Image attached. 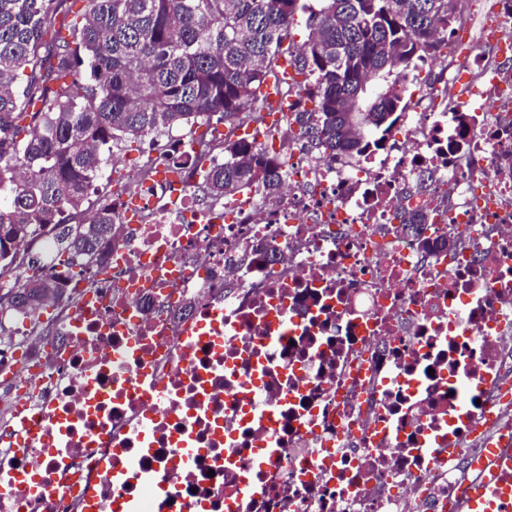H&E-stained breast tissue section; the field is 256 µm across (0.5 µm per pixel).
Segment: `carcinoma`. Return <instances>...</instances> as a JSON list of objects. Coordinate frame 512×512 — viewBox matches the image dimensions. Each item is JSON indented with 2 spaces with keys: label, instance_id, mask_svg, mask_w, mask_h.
Returning a JSON list of instances; mask_svg holds the SVG:
<instances>
[{
  "label": "carcinoma",
  "instance_id": "cac0c4a2",
  "mask_svg": "<svg viewBox=\"0 0 512 512\" xmlns=\"http://www.w3.org/2000/svg\"><path fill=\"white\" fill-rule=\"evenodd\" d=\"M0 0V300L22 315L64 296L74 266L102 264L112 197L85 199L124 139L155 142L211 118L260 126L287 106L306 146L333 158L383 145L406 108L399 74L445 48L459 0ZM310 29L289 40L300 19ZM280 104L262 86L281 71ZM83 74L85 82L73 79ZM200 187L213 201L285 185L277 158L225 138ZM29 261L58 263L26 275Z\"/></svg>",
  "mask_w": 512,
  "mask_h": 512
}]
</instances>
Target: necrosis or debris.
Masks as SVG:
<instances>
[{
    "mask_svg": "<svg viewBox=\"0 0 512 512\" xmlns=\"http://www.w3.org/2000/svg\"><path fill=\"white\" fill-rule=\"evenodd\" d=\"M491 15L443 80L405 69L383 150L237 128L277 199H201L217 151L117 161L108 259L12 373L0 512H460L484 482L512 512V0Z\"/></svg>",
    "mask_w": 512,
    "mask_h": 512,
    "instance_id": "4bbe7bcc",
    "label": "necrosis or debris"
}]
</instances>
